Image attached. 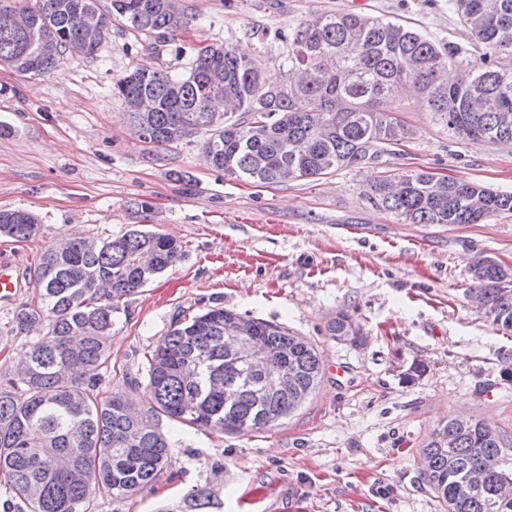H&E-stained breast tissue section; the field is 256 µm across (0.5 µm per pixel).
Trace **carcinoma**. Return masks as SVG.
<instances>
[{
  "label": "carcinoma",
  "mask_w": 512,
  "mask_h": 512,
  "mask_svg": "<svg viewBox=\"0 0 512 512\" xmlns=\"http://www.w3.org/2000/svg\"><path fill=\"white\" fill-rule=\"evenodd\" d=\"M0 0V66L45 74L67 54L96 57L112 18L166 40L187 26L180 0ZM472 34L463 46L400 21L324 13L288 38L279 72L267 75L232 48L200 45L189 74L136 68L117 79L132 123L168 145L201 130L211 166L230 179L273 185L341 170L376 167L410 129L397 117L407 89L433 121L471 143H512V0H448ZM88 11L96 28L84 25ZM224 69V99L211 93V68ZM458 72L448 83V69ZM239 113L233 118V113ZM406 224H480L512 212V193L425 171L384 176L367 193ZM33 214L0 211V237L27 241ZM182 255L165 234L133 229L117 238L60 237L33 269L36 295L15 312L9 332H36L29 360L0 370V482L28 512H92L104 492L128 498L157 479L170 442L166 417L202 429L266 431L297 411L322 378L318 347L288 328L210 306L176 318L150 351V401L123 390L95 392L108 366V337L124 299ZM471 288L493 325L512 329V279L496 260L469 264ZM326 335L356 344L362 327L338 313ZM248 340L264 354L238 355ZM429 486L444 512H512L498 493L512 479V438L482 420L442 419L421 449Z\"/></svg>",
  "instance_id": "1"
}]
</instances>
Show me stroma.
I'll return each mask as SVG.
<instances>
[{"label":"stroma","instance_id":"35a3bbf8","mask_svg":"<svg viewBox=\"0 0 512 512\" xmlns=\"http://www.w3.org/2000/svg\"><path fill=\"white\" fill-rule=\"evenodd\" d=\"M188 26L164 42L113 23L96 58L57 70L0 67V210L22 209L37 236L0 239L18 268L63 235L112 237L134 228L169 235L184 254L127 300L112 329L101 394L138 379L145 352L173 319L221 305L287 326L323 362L315 394L270 431L227 433L161 419L170 458L150 488L96 494L93 512H157L209 494L205 512H444L421 448L440 420L465 412L512 437V332L472 309L468 264L512 271V214L483 224H404L366 198L384 171L422 170L512 192V144L464 142L417 99L411 138L385 167L343 170L272 186L225 178L203 156L204 134L166 146L132 134L112 83L136 67L183 74L199 42H217L275 74L288 34L326 12L385 16L437 40L472 36L448 0H184ZM148 210H138V202ZM356 316L358 345L324 333L329 316ZM426 372L408 378L412 364Z\"/></svg>","mask_w":512,"mask_h":512}]
</instances>
